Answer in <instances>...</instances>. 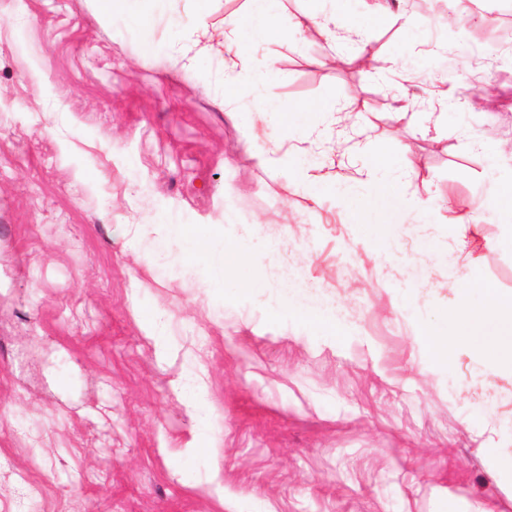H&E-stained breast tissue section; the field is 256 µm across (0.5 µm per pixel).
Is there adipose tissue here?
<instances>
[{
    "label": "adipose tissue",
    "instance_id": "adipose-tissue-1",
    "mask_svg": "<svg viewBox=\"0 0 512 512\" xmlns=\"http://www.w3.org/2000/svg\"><path fill=\"white\" fill-rule=\"evenodd\" d=\"M212 0H182V10L192 26L185 44L179 49L177 59L183 66L195 68L212 56L224 58L226 83H261L265 75L260 71L249 47L240 41L239 21L225 19L223 30L210 28L207 19ZM323 0H307L306 10L297 16L293 31L304 35L314 33L327 41L337 39L338 29L353 30V19L336 20L325 14ZM244 146L259 166L291 169L292 186L306 192L309 199H317L326 187V175L317 167H297L290 151L284 150L279 138L272 137L258 142L245 139ZM484 306L474 308L466 302H458L443 311L442 316L454 327L461 338L470 341L481 353L491 355L500 367L512 369V294L504 295L495 288H488Z\"/></svg>",
    "mask_w": 512,
    "mask_h": 512
}]
</instances>
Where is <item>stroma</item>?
<instances>
[{"mask_svg": "<svg viewBox=\"0 0 512 512\" xmlns=\"http://www.w3.org/2000/svg\"><path fill=\"white\" fill-rule=\"evenodd\" d=\"M372 2L325 0L358 23L344 45L269 36L275 114L223 58L177 63V0H0V512H512V372L439 316L452 273L472 305L512 293V0H434L409 27ZM488 83L491 111L471 103ZM392 87L444 133L395 123ZM331 101L369 107L362 152L311 149L346 122ZM248 130L331 191L290 192ZM366 165L409 171L416 200L378 250L345 221ZM449 197L486 203L453 267ZM171 224L243 242L260 287H210ZM100 8L105 13L128 14L134 17L141 15V6L147 0H98Z\"/></svg>", "mask_w": 512, "mask_h": 512, "instance_id": "1", "label": "stroma"}]
</instances>
